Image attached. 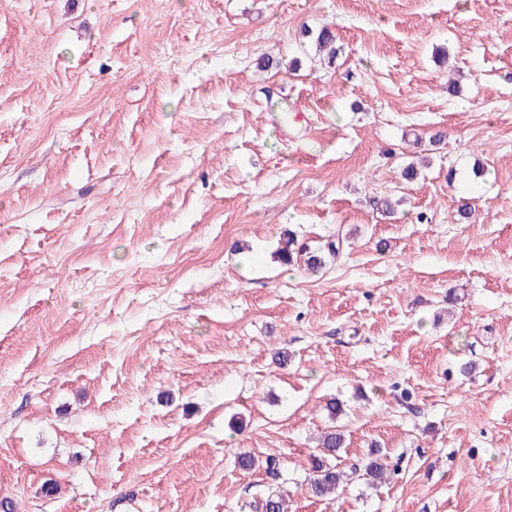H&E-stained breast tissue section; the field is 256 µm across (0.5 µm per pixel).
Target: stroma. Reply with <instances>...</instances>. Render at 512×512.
I'll list each match as a JSON object with an SVG mask.
<instances>
[{
    "instance_id": "1",
    "label": "stroma",
    "mask_w": 512,
    "mask_h": 512,
    "mask_svg": "<svg viewBox=\"0 0 512 512\" xmlns=\"http://www.w3.org/2000/svg\"><path fill=\"white\" fill-rule=\"evenodd\" d=\"M271 487L512 512V0H0V512ZM344 442L345 437L341 431H331L323 438L324 455H314L312 458L309 485L312 495L321 500L331 499L340 483L351 480L355 476H362L366 481L374 483L384 480L389 474L386 457L381 451L372 455L362 469L352 466L349 472L339 468V463L329 462L325 455H336V452L343 448Z\"/></svg>"
}]
</instances>
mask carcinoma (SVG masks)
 <instances>
[{
  "mask_svg": "<svg viewBox=\"0 0 512 512\" xmlns=\"http://www.w3.org/2000/svg\"><path fill=\"white\" fill-rule=\"evenodd\" d=\"M340 247L341 242L338 240L326 241L322 250L309 253L307 265L313 270L322 267L324 264L322 252L325 251L328 255L335 256L339 253ZM344 442V434L340 431H331L324 436L323 454L315 455L312 458L309 485L313 496L329 500L335 494L340 483L356 476H362L372 483L382 481L388 476L386 457L380 451L372 455L361 468L352 466L345 470L339 468V464L329 462L327 456L335 455L344 446ZM250 510L251 512H288V501L283 491H271L250 504Z\"/></svg>",
  "mask_w": 512,
  "mask_h": 512,
  "instance_id": "1",
  "label": "carcinoma"
}]
</instances>
